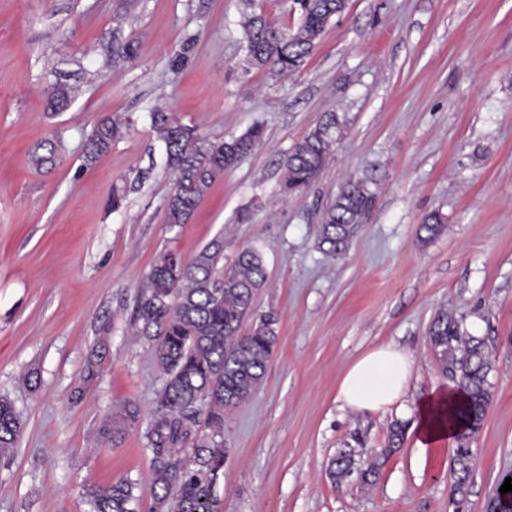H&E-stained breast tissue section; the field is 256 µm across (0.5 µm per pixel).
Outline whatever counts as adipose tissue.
I'll list each match as a JSON object with an SVG mask.
<instances>
[{
  "label": "adipose tissue",
  "instance_id": "1",
  "mask_svg": "<svg viewBox=\"0 0 512 512\" xmlns=\"http://www.w3.org/2000/svg\"><path fill=\"white\" fill-rule=\"evenodd\" d=\"M411 377L409 355L396 345L376 348L348 367L337 389L336 399L352 410H385L405 395ZM463 401L456 387L432 390L414 407L411 432L414 446L426 449L453 442L456 435L451 417Z\"/></svg>",
  "mask_w": 512,
  "mask_h": 512
}]
</instances>
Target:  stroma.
Listing matches in <instances>:
<instances>
[{
  "instance_id": "35a3bbf8",
  "label": "stroma",
  "mask_w": 512,
  "mask_h": 512,
  "mask_svg": "<svg viewBox=\"0 0 512 512\" xmlns=\"http://www.w3.org/2000/svg\"><path fill=\"white\" fill-rule=\"evenodd\" d=\"M115 3L0 0V396L24 423L0 456V512H90V489L147 483L144 425L103 433L125 403L149 415L165 381L130 324L138 284L159 254L188 262L216 240L224 269L261 251L254 308L279 317L262 382L224 416L219 512H486L512 472V0H348L285 79L247 64L241 0H133L119 22ZM117 38L138 51L116 67ZM58 79L79 92L50 112ZM160 102L212 139L264 130L182 226L164 222L174 176L149 117ZM117 112L132 128L84 165L85 134ZM324 112L344 120L335 153L308 191L284 194L279 161ZM56 133L55 165L33 166ZM352 176L374 179L375 207L330 256L320 217ZM432 211L446 228L420 240ZM442 308L493 364L461 495L453 446L420 453L408 435L383 453L409 407L449 384L428 333ZM390 343L411 360L404 409L343 408L345 370ZM340 448L377 463L371 484L329 477Z\"/></svg>"
}]
</instances>
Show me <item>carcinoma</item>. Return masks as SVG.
<instances>
[{"mask_svg":"<svg viewBox=\"0 0 512 512\" xmlns=\"http://www.w3.org/2000/svg\"><path fill=\"white\" fill-rule=\"evenodd\" d=\"M300 17L290 33L273 25L254 0H244L243 29L247 63L273 76L297 73L314 54L326 27L340 17L347 0H296ZM136 41L115 39L112 64L135 57ZM75 88L57 82L47 91L52 112L65 110ZM151 125L164 145L165 166L174 174V189L165 205V223L187 224L211 184L224 175L262 140L254 126L238 136L212 140L197 127L182 122L163 107L150 114ZM130 127V119L116 113L95 123L82 144L87 165L109 152L112 143ZM343 123L334 112L323 113L313 128L281 160L282 188L302 192L315 182L341 139ZM61 141H46L47 153L34 152L30 163L52 165ZM368 178L349 177L321 218L319 245L329 254L343 253L358 227L368 223L376 194ZM223 243L214 241L190 262L173 252L161 254L139 283L132 326L153 341V356L166 380L160 401L146 421L144 437L151 451L149 492L151 512H216V489L224 476V413L245 402L261 383L278 338V316L254 314L253 298L266 281L258 250L245 248L228 271L218 268ZM256 316L244 333L245 319ZM431 344L443 375L462 391L464 401L454 419L462 425L457 435L453 471L455 490L463 485L474 465L469 440L479 432L490 400L488 376L492 363L483 340L462 329V321L446 311L430 325ZM206 413L209 431L190 437V423ZM140 411L126 404L118 414L112 435L135 426ZM22 419L13 402L0 397V454L15 447ZM192 440L193 456L185 461L179 450ZM350 448L338 449L329 465L330 476L340 482L353 469ZM138 483L123 479L93 492L92 512H137Z\"/></svg>","mask_w":512,"mask_h":512,"instance_id":"obj_1","label":"carcinoma"}]
</instances>
